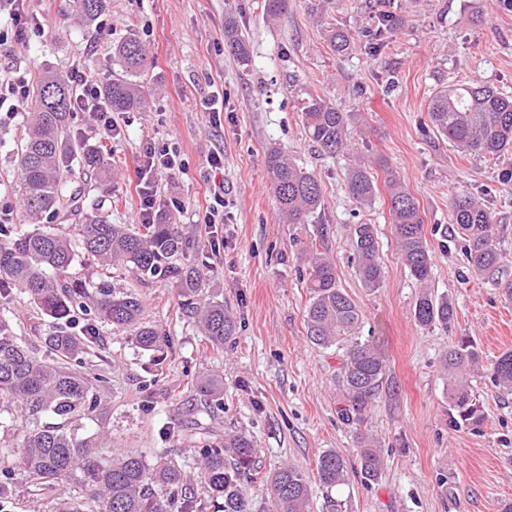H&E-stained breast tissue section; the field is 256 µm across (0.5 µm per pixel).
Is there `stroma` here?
Listing matches in <instances>:
<instances>
[{
	"mask_svg": "<svg viewBox=\"0 0 512 512\" xmlns=\"http://www.w3.org/2000/svg\"><path fill=\"white\" fill-rule=\"evenodd\" d=\"M401 23L374 52L356 45L334 54L327 32L354 35L374 21L364 0H288L277 19L261 0H105L89 25L74 23L65 0H54L41 27L0 70L44 66L61 74L83 64L103 76L120 74L112 47L135 36L149 50L148 108L117 112L121 137L105 141L89 132L86 113H75L70 143L100 149L112 171L98 190L116 224H134L143 144L169 149L181 167L156 176L155 207L191 237L193 258L209 271L214 300L235 317L237 331L224 348L204 343L179 305L175 288L142 281L127 270L112 273L116 287L135 291L147 322L167 340L162 360L111 327L98 326L87 366L108 381L107 413L98 426L116 451L156 456L178 453L191 491L201 489V442L245 433L258 450L247 482L254 512H268L261 476L285 464L313 474L320 454L334 449L357 462L359 435L372 438L383 458L376 479L352 475L339 491L346 512H501L512 499V395L488 376L473 388L485 421L476 430L448 421L441 361L458 337L470 336L493 360L512 349V301L466 273L464 241L451 236L450 202L470 195L493 212L498 248L512 263V189L500 167L468 155L433 129L428 105L451 83H480L512 94V10L504 0H389ZM234 16L250 41L241 66L224 46V19ZM224 97L220 124L202 103ZM317 95L350 115L349 153L328 157L305 134L301 109ZM27 116L0 118V210L23 218L15 192L14 159ZM281 148L318 178L323 206L311 223H284L265 175L269 147ZM223 153L224 167L212 168ZM377 183L368 205L348 193L354 160ZM416 198L432 254L429 282L448 296V327H423L414 318L421 289L404 265L392 229L389 176ZM224 184V222L204 224L210 187ZM370 224L380 246L383 279L366 288L355 271L351 227ZM317 245L336 266L338 284L362 314L360 334L381 348L393 394H381L362 422L342 418L348 402L338 389L340 353L311 344L304 314L310 273L305 251ZM15 333L34 350L50 329L23 296L5 309ZM201 374L224 381V408L210 412L193 389Z\"/></svg>",
	"mask_w": 512,
	"mask_h": 512,
	"instance_id": "1",
	"label": "stroma"
}]
</instances>
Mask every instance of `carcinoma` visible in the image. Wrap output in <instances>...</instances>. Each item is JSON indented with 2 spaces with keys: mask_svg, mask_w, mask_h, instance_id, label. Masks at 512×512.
<instances>
[{
  "mask_svg": "<svg viewBox=\"0 0 512 512\" xmlns=\"http://www.w3.org/2000/svg\"><path fill=\"white\" fill-rule=\"evenodd\" d=\"M73 17L92 22L105 0H71ZM376 11L377 25L362 37L375 49L383 30L397 23L389 11ZM332 50L346 54L354 48L351 33L332 28ZM224 44L246 65L250 44L229 15L224 20ZM113 57L122 74L104 82L103 95L111 111L127 112L146 106L141 77L147 70L148 52L135 38L116 45ZM72 87L66 77L46 67L30 94V119L18 149L17 197L27 229L0 224V300L8 303L15 292L28 296L53 330L43 337L44 353H34L14 333L12 322L0 316V428L13 432V445L0 461V512L12 505V481L26 475L44 494L59 493L54 512H206L208 502L220 501L218 512H250L248 493L240 475L253 469L256 449L243 433L226 434L199 448L201 479L208 498L198 499L183 485L182 466L167 455L153 461L140 453H118L106 458L100 449L109 446L102 431L84 429L82 421L103 418L100 393L106 378L82 370L88 343L96 326L131 335L143 351L161 345L157 329L144 321V304L130 289L116 288L106 277L93 282L76 273V266L93 259L98 266L121 267L138 276L169 282L177 288L182 309L192 315L204 339L224 346L236 333V323L224 303L205 301L208 272L190 258L191 241L177 224L159 212L155 223L136 229L114 224L100 208L88 202V182L107 183L111 170L103 153L92 147L74 153L64 140L71 118ZM429 116L436 131L458 149L489 160L512 153V97L485 84H453L430 101ZM302 123L317 150L336 156L349 151V113L320 97L304 102ZM265 169L281 214L290 224H306L322 207L317 177L296 165L279 148L265 154ZM390 214L401 258L423 291L414 316L422 327L448 326L454 309L448 299L428 291L432 256L423 234L419 205L402 183L390 179ZM348 193L363 205L376 194L373 177L364 163L348 174ZM454 231L467 242L469 272L495 286H504L512 297V273L493 238L494 218L481 202L456 196L450 202ZM81 250L72 239L58 233L51 223L75 220ZM357 272L367 288H378L382 266L374 228L352 227ZM309 302L305 310L307 339L323 349L342 352L338 382L349 398L348 421L359 422L388 386L387 362L381 351L358 336L360 314L337 284L334 263L318 247L309 249ZM84 321L82 334L73 331ZM442 367L446 374L449 424L477 427L485 419L483 408L469 384L481 374V351L469 336L448 349ZM488 371L493 384L512 395V350L502 352ZM197 394L212 408H224V383L216 376L197 381ZM361 472L367 479L378 475L381 457L368 437L359 449ZM327 490L349 485L346 460L334 449L323 452L310 476L292 465H283L265 477L273 512H309L312 481Z\"/></svg>",
  "mask_w": 512,
  "mask_h": 512,
  "instance_id": "carcinoma-1",
  "label": "carcinoma"
}]
</instances>
